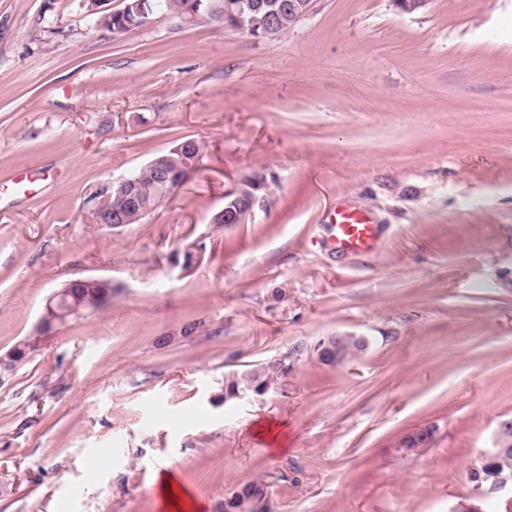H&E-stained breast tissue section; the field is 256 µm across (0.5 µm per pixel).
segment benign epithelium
I'll return each mask as SVG.
<instances>
[{"label":"benign epithelium","mask_w":512,"mask_h":512,"mask_svg":"<svg viewBox=\"0 0 512 512\" xmlns=\"http://www.w3.org/2000/svg\"><path fill=\"white\" fill-rule=\"evenodd\" d=\"M112 192L129 199L134 197L136 184L131 179L121 176L110 182ZM264 182L258 177L243 181L234 192L224 196V208L216 212L212 218L213 224H241L244 219L253 213L254 209L264 202L259 194L263 190ZM94 280H75L66 287L56 291L46 302L44 312L36 327L37 336L22 341L18 346L0 355V376L11 374L26 358L29 351L38 346L39 338L46 335L56 326L67 321L71 311L70 301L75 299L72 292L74 288L86 287ZM318 357L329 365L344 367L350 360L341 353L335 352L334 337L328 336L318 345ZM437 428L427 424L416 428L404 435L398 443L400 448H426L436 434ZM512 451V418L503 419L496 425L492 445L478 454L476 462L468 473V481L472 484L475 495L481 499L504 495L509 496L508 504H512V472H488V464L494 459Z\"/></svg>","instance_id":"obj_1"}]
</instances>
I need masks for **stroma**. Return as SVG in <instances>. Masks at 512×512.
Instances as JSON below:
<instances>
[{
	"label": "stroma",
	"instance_id": "35a3bbf8",
	"mask_svg": "<svg viewBox=\"0 0 512 512\" xmlns=\"http://www.w3.org/2000/svg\"><path fill=\"white\" fill-rule=\"evenodd\" d=\"M186 137L203 161L156 216L92 223V191ZM256 175L262 207L212 223ZM342 207L375 249L331 246ZM86 278L111 303L0 382V512H159L163 471L205 512L256 478L271 512H505L467 473L512 418V0H313L261 41L0 0V354ZM349 334L359 360H319ZM129 1H132V0H122L121 1L122 7L120 9H118L116 11H112L105 15V18H108V19L112 18V19L120 20V21L124 22V24L127 25L128 27H125L123 25H121V27H124V29H119L118 26H116V25L114 27H112V20H106L104 18L102 19V16H103L102 15L99 17V20L107 30H109L110 32H114V33L115 32L122 33V32H126L130 28L139 27L145 23V21L134 23V21H136V18H132L131 20H129L128 21L129 25L126 23L125 17L129 16L131 8L133 6H137L139 4V0H136L135 3H128ZM347 336L351 337L354 341H356L361 350L358 351L359 348H358L357 344L351 338H348V337H344L339 341V349L344 355H346L350 358H353L358 351L356 357H354L351 360H348L341 355V353L337 350V346L334 345V339L336 338V345H337V339L341 336L336 335V336L326 337L319 343L317 351H318V357L320 358V360L326 362L329 365L336 366V368H339V367H344L348 363H350L352 360L361 357L369 346L368 339L364 336H356V335H347ZM335 348H336V357L331 360L328 359L326 357V355L335 353ZM323 355H324V357H323ZM437 428L435 425L427 424L416 428L412 432L404 435L398 443L399 448H426L428 447L436 434Z\"/></svg>",
	"mask_w": 512,
	"mask_h": 512
}]
</instances>
